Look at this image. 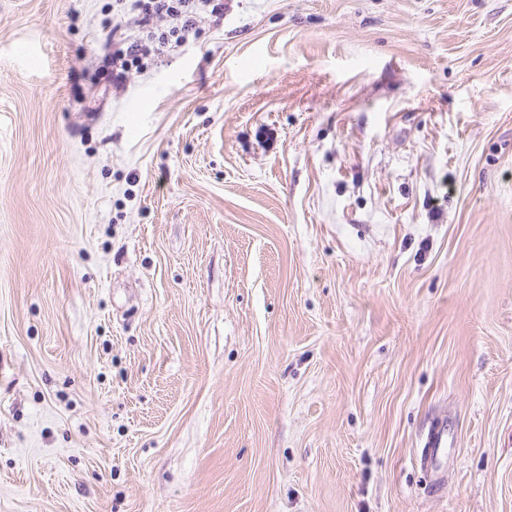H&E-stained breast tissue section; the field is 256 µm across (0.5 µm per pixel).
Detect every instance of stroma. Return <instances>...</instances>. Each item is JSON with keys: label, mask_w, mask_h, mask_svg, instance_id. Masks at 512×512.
<instances>
[{"label": "stroma", "mask_w": 512, "mask_h": 512, "mask_svg": "<svg viewBox=\"0 0 512 512\" xmlns=\"http://www.w3.org/2000/svg\"><path fill=\"white\" fill-rule=\"evenodd\" d=\"M123 8L0 0V512H512V0H224L116 88Z\"/></svg>", "instance_id": "stroma-1"}]
</instances>
